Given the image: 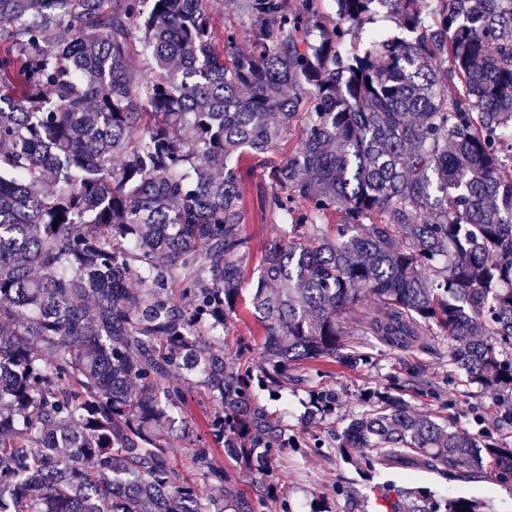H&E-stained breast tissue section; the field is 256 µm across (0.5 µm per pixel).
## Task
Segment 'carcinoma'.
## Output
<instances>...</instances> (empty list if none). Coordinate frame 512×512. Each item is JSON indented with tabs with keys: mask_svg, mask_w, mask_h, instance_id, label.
I'll return each mask as SVG.
<instances>
[{
	"mask_svg": "<svg viewBox=\"0 0 512 512\" xmlns=\"http://www.w3.org/2000/svg\"><path fill=\"white\" fill-rule=\"evenodd\" d=\"M237 2L248 52L207 0H0V512H258L292 447L258 393L297 363L367 362L350 320L400 349L437 328L469 382L512 395V0H436L428 24L418 0H336L331 25L322 0ZM387 2L409 38L348 42ZM300 118L260 199L298 235L263 247L261 346L233 358L217 337L252 252L243 162ZM196 377L213 409L192 423ZM335 405L316 392L307 420ZM177 419L210 437L192 479ZM312 447L368 475H512V448L388 392ZM219 452L264 493L240 495ZM381 497L489 510L394 483Z\"/></svg>",
	"mask_w": 512,
	"mask_h": 512,
	"instance_id": "cac0c4a2",
	"label": "carcinoma"
}]
</instances>
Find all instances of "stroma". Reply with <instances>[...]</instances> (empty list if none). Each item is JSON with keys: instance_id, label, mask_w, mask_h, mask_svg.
<instances>
[{"instance_id": "1", "label": "stroma", "mask_w": 512, "mask_h": 512, "mask_svg": "<svg viewBox=\"0 0 512 512\" xmlns=\"http://www.w3.org/2000/svg\"><path fill=\"white\" fill-rule=\"evenodd\" d=\"M262 173H255L243 184L246 201L245 231L254 239L255 248L246 264V274L239 291V306H248L259 274L260 248L290 235V226L273 222L262 213L258 201L267 191ZM350 343L364 346L371 361L355 369L332 364L328 376L319 378V386L336 396V410L323 423L308 427L301 417L309 401V384L304 383L306 370L295 367L293 378L282 387L280 399L262 397L269 413L278 417L289 436L299 441L298 447L286 448L276 461L275 480L278 497L266 512H282V503H290L293 512H346V497L362 500L365 512H385L378 488L391 481L407 488L426 487L438 498L466 496L489 501L492 512H512V481L454 482L436 474L419 470L389 469L365 476L346 463L334 450L313 449L315 437L327 436L330 428L345 427L353 415L363 409L362 394L366 389L404 384V399L419 412L434 411L449 423L472 433L487 432L498 442L512 447V427L501 417L507 408L497 395L467 382L465 375L448 360V340L435 335L427 337L426 345L409 351L393 350L371 344L356 324L348 326ZM428 382V389L409 385L410 376Z\"/></svg>"}]
</instances>
